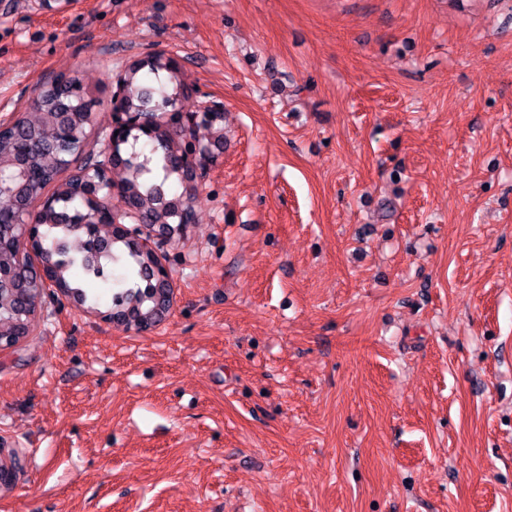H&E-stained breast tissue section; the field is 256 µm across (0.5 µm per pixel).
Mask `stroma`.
Instances as JSON below:
<instances>
[{
	"instance_id": "stroma-1",
	"label": "stroma",
	"mask_w": 512,
	"mask_h": 512,
	"mask_svg": "<svg viewBox=\"0 0 512 512\" xmlns=\"http://www.w3.org/2000/svg\"><path fill=\"white\" fill-rule=\"evenodd\" d=\"M153 50L224 104L173 307L46 289L0 512H512V0H0V123Z\"/></svg>"
}]
</instances>
